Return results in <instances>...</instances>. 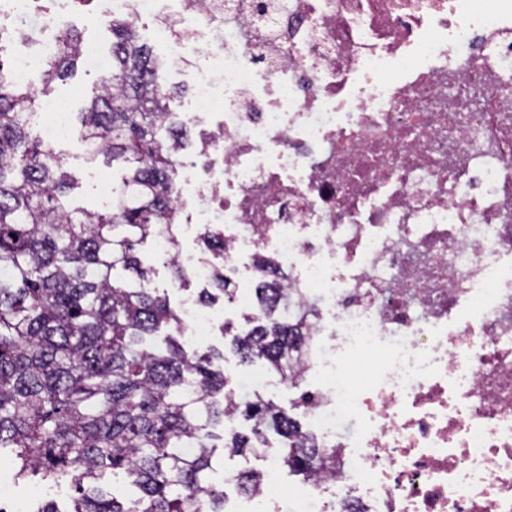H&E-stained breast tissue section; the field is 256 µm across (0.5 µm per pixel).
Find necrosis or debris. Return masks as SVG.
I'll return each mask as SVG.
<instances>
[{"label":"necrosis or debris","instance_id":"necrosis-or-debris-1","mask_svg":"<svg viewBox=\"0 0 512 512\" xmlns=\"http://www.w3.org/2000/svg\"><path fill=\"white\" fill-rule=\"evenodd\" d=\"M74 5L0 0V78L29 84ZM115 12L195 75L194 224L316 309L298 400L336 468L264 512H512V0H104L92 19Z\"/></svg>","mask_w":512,"mask_h":512}]
</instances>
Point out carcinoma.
Segmentation results:
<instances>
[{"label":"carcinoma","mask_w":512,"mask_h":512,"mask_svg":"<svg viewBox=\"0 0 512 512\" xmlns=\"http://www.w3.org/2000/svg\"><path fill=\"white\" fill-rule=\"evenodd\" d=\"M105 25L112 70L77 116L80 140L94 146L87 159L122 169L111 207L66 208L72 176L56 146L32 133L40 99L80 61L78 30H61L40 89L0 80V451L9 449L22 482L68 479L77 493L70 512H227L225 487L253 498L264 475L241 469L211 482L216 449L273 451L305 478L328 452L304 433L302 412L259 396L240 403L219 365L224 352L187 351L178 311L150 287L140 246L162 231L179 245L173 196L191 135L170 103L185 90L167 87L160 57L129 20L114 13ZM166 264L175 285L192 282ZM254 279V309L231 350L296 388L292 351L302 335L288 317V288L268 259ZM236 295L217 265L197 302ZM239 414L247 433L235 429ZM110 476L134 495H108Z\"/></svg>","instance_id":"1"}]
</instances>
